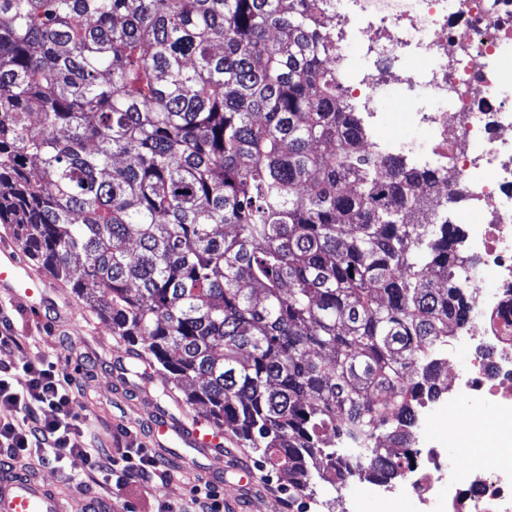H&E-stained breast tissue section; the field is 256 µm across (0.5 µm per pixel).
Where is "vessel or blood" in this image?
Returning <instances> with one entry per match:
<instances>
[{"mask_svg": "<svg viewBox=\"0 0 512 512\" xmlns=\"http://www.w3.org/2000/svg\"><path fill=\"white\" fill-rule=\"evenodd\" d=\"M0 286L12 289L28 300L43 293L45 283L33 275L20 260L17 248L0 249ZM157 435L176 434L187 446L204 452H215L226 458L227 439L224 432L205 420L172 422L163 418L155 424ZM66 506L54 489L31 479L19 471H0V512H65Z\"/></svg>", "mask_w": 512, "mask_h": 512, "instance_id": "1", "label": "vessel or blood"}]
</instances>
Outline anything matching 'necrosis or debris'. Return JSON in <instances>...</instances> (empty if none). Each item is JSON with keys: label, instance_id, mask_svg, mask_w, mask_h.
Returning a JSON list of instances; mask_svg holds the SVG:
<instances>
[{"label": "necrosis or debris", "instance_id": "obj_1", "mask_svg": "<svg viewBox=\"0 0 512 512\" xmlns=\"http://www.w3.org/2000/svg\"><path fill=\"white\" fill-rule=\"evenodd\" d=\"M336 77L365 131L367 152L436 170L458 194L455 224L470 297L442 358L448 391L425 405L397 479L370 484L377 512H512V0H327ZM404 110L389 112L391 98ZM401 122L403 132L375 128ZM458 439L454 449L444 437Z\"/></svg>", "mask_w": 512, "mask_h": 512}]
</instances>
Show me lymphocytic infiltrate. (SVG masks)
<instances>
[{
    "label": "lymphocytic infiltrate",
    "instance_id": "obj_1",
    "mask_svg": "<svg viewBox=\"0 0 512 512\" xmlns=\"http://www.w3.org/2000/svg\"><path fill=\"white\" fill-rule=\"evenodd\" d=\"M71 384V377L45 355L1 367L0 402L16 415L0 420V453L14 459L31 452L55 469L68 456L78 455L107 484L162 476L159 463L143 449H128L118 458L111 449L89 446L88 420L76 409Z\"/></svg>",
    "mask_w": 512,
    "mask_h": 512
}]
</instances>
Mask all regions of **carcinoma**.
Listing matches in <instances>:
<instances>
[{
	"instance_id": "obj_1",
	"label": "carcinoma",
	"mask_w": 512,
	"mask_h": 512,
	"mask_svg": "<svg viewBox=\"0 0 512 512\" xmlns=\"http://www.w3.org/2000/svg\"><path fill=\"white\" fill-rule=\"evenodd\" d=\"M323 0H0V224L306 498L388 481L470 305Z\"/></svg>"
}]
</instances>
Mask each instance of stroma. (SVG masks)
I'll return each mask as SVG.
<instances>
[{
    "mask_svg": "<svg viewBox=\"0 0 512 512\" xmlns=\"http://www.w3.org/2000/svg\"><path fill=\"white\" fill-rule=\"evenodd\" d=\"M0 308L19 342L16 349L0 350V366L14 364L25 355L59 359L62 368L75 376L72 393L89 419L93 444L119 453L128 448L144 449L161 458L168 477L107 487L88 473L77 456L67 458L59 471L41 465L34 457L16 460L15 469L51 485L71 504L96 502L100 512H158L166 501L186 504L189 490L198 480L211 481L221 489L236 481V474L222 460L191 448H180L178 461L165 459L166 440L151 436L156 415L179 421L200 416V409L187 404L183 389L163 375L133 373L131 359L123 355L124 344L71 288L50 282L42 300L32 307L11 289L0 287ZM263 484V494L235 499L237 512H300L303 499L289 491L286 476L264 478Z\"/></svg>",
    "mask_w": 512,
    "mask_h": 512,
    "instance_id": "1",
    "label": "stroma"
}]
</instances>
